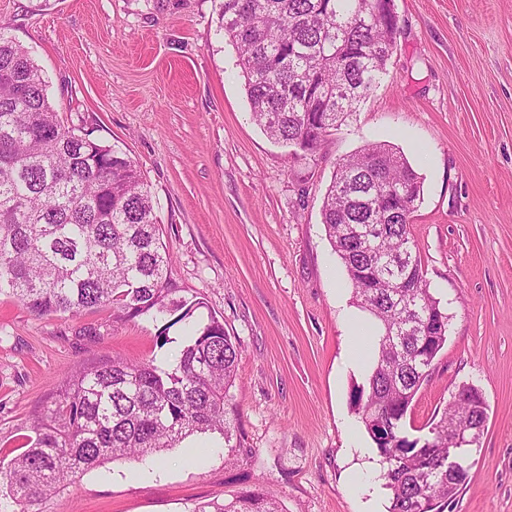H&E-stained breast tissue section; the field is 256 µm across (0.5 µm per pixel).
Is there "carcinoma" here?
I'll return each instance as SVG.
<instances>
[{
  "instance_id": "obj_1",
  "label": "carcinoma",
  "mask_w": 512,
  "mask_h": 512,
  "mask_svg": "<svg viewBox=\"0 0 512 512\" xmlns=\"http://www.w3.org/2000/svg\"><path fill=\"white\" fill-rule=\"evenodd\" d=\"M219 31L238 52L254 122L315 157L382 81L399 35L388 0H218ZM421 177L393 146L370 143L336 163L322 224L357 306L378 323L377 356L353 404L382 463L387 512H445L464 481L448 476V422L475 429V388L425 438L406 416L448 336L411 237ZM153 198L135 162L66 124L29 52L0 23V295L39 316L110 308L127 319L182 306ZM240 344L212 318L170 369L115 355L62 380L25 449L0 459V498L34 512L78 475L158 458L196 434L244 443L233 387ZM195 512H282L245 490Z\"/></svg>"
}]
</instances>
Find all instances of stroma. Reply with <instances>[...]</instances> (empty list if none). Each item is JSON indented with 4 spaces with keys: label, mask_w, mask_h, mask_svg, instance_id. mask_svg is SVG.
I'll list each match as a JSON object with an SVG mask.
<instances>
[{
    "label": "stroma",
    "mask_w": 512,
    "mask_h": 512,
    "mask_svg": "<svg viewBox=\"0 0 512 512\" xmlns=\"http://www.w3.org/2000/svg\"><path fill=\"white\" fill-rule=\"evenodd\" d=\"M394 4L383 81L312 161L253 122L215 0H0L60 117L87 120L138 165L178 297L204 301L178 322L129 321L38 317L0 296V451L20 449L66 374L116 354L172 367L212 317L241 345L236 465L219 434H197L160 460L85 472L42 512H194L254 487L284 512H363L353 467L373 443L352 396L367 371L347 362V322L363 313L321 207L336 160L379 142L423 179L411 233L448 312L405 430L427 436L461 387L478 389L487 420L453 512H512V0Z\"/></svg>",
    "instance_id": "obj_1"
}]
</instances>
